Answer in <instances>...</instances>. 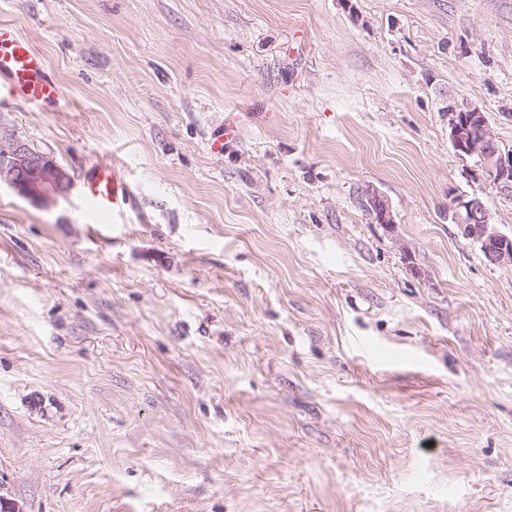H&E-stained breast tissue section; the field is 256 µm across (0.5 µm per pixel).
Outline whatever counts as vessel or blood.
Returning <instances> with one entry per match:
<instances>
[{
  "label": "vessel or blood",
  "mask_w": 512,
  "mask_h": 512,
  "mask_svg": "<svg viewBox=\"0 0 512 512\" xmlns=\"http://www.w3.org/2000/svg\"><path fill=\"white\" fill-rule=\"evenodd\" d=\"M0 85L11 97L26 104L57 102L63 95L60 85L48 77L43 55L14 28L3 24L0 25ZM127 194L126 183L110 166H94L85 177V199L102 214H115Z\"/></svg>",
  "instance_id": "obj_1"
}]
</instances>
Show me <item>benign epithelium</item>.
<instances>
[{"mask_svg": "<svg viewBox=\"0 0 512 512\" xmlns=\"http://www.w3.org/2000/svg\"><path fill=\"white\" fill-rule=\"evenodd\" d=\"M478 125L482 133L475 137L471 127ZM449 139L462 159L476 160L489 183L502 195L512 197V153L504 155L488 126L483 113L469 104L448 107ZM6 185L19 195L40 203H53L67 194L70 178L67 172L45 153L33 150L14 132L0 127V185ZM367 200L380 214V223H395L387 199L376 191ZM458 223L464 225L469 237L482 244L486 257L493 263H511L512 246L509 237L497 232L480 199H455Z\"/></svg>", "mask_w": 512, "mask_h": 512, "instance_id": "obj_1", "label": "benign epithelium"}]
</instances>
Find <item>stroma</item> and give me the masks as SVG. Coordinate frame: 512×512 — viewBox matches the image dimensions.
I'll list each match as a JSON object with an SVG mask.
<instances>
[{
    "instance_id": "stroma-1",
    "label": "stroma",
    "mask_w": 512,
    "mask_h": 512,
    "mask_svg": "<svg viewBox=\"0 0 512 512\" xmlns=\"http://www.w3.org/2000/svg\"><path fill=\"white\" fill-rule=\"evenodd\" d=\"M64 93L0 127V498L20 512H512V0H0ZM233 116L241 135L210 140ZM131 188L85 206L93 163ZM395 224L375 223L368 190ZM479 125L482 133H479ZM449 139L462 159H475L489 183L502 195L512 197V153L505 157L483 113L469 104L448 107ZM40 203H53L67 194V172L45 153L34 151L14 132L0 127V186ZM454 204L458 223L464 224V234L467 233L482 244L484 256L486 253L487 259L493 263H511L512 247L508 245L509 237L492 227L494 224L491 223L490 214L481 200L476 197H459Z\"/></svg>"
}]
</instances>
